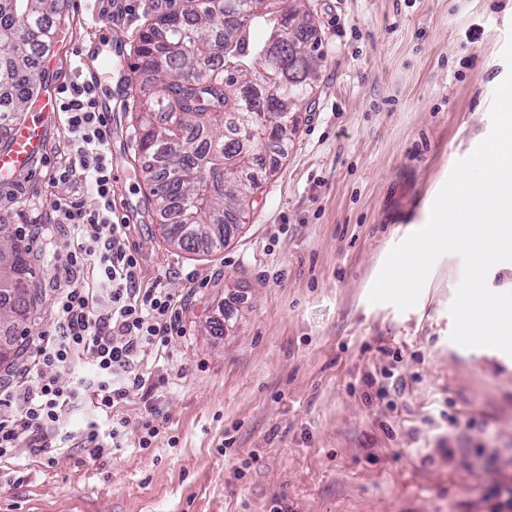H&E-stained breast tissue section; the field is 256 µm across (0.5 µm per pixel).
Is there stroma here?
<instances>
[{
  "instance_id": "35a3bbf8",
  "label": "stroma",
  "mask_w": 512,
  "mask_h": 512,
  "mask_svg": "<svg viewBox=\"0 0 512 512\" xmlns=\"http://www.w3.org/2000/svg\"><path fill=\"white\" fill-rule=\"evenodd\" d=\"M321 67L287 155L223 251L163 238L147 202L132 112L109 157L132 175L128 237L141 285L183 309L184 335L146 351L154 387L115 404L117 448L77 442L0 458V512H489L512 486V355L449 338L459 256L435 264L406 311L368 300L391 249L428 221L457 160L491 132L512 0H306ZM141 0H101L98 24L133 56ZM90 21L66 5L41 77L68 83ZM30 172L0 188V222L39 231L75 187L50 179L70 153L62 117ZM43 305L29 350L54 327L48 282L65 251L37 241ZM400 395L378 398L368 378ZM158 426L151 447L144 424Z\"/></svg>"
}]
</instances>
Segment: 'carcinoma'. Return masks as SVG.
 <instances>
[{"label": "carcinoma", "instance_id": "obj_1", "mask_svg": "<svg viewBox=\"0 0 512 512\" xmlns=\"http://www.w3.org/2000/svg\"><path fill=\"white\" fill-rule=\"evenodd\" d=\"M182 9L151 19L135 62L139 95L136 149L153 204L174 212L167 241L191 253L224 247V225L237 224L257 183L269 142L286 151L299 126L298 105L311 91L315 29L301 0L252 11L246 0H182ZM64 0H0L1 132L19 121L42 90L34 70L53 39ZM263 66L262 85L250 77ZM29 249L0 224V366L27 353L25 325L42 304Z\"/></svg>", "mask_w": 512, "mask_h": 512}]
</instances>
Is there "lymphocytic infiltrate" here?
<instances>
[{
  "label": "lymphocytic infiltrate",
  "mask_w": 512,
  "mask_h": 512,
  "mask_svg": "<svg viewBox=\"0 0 512 512\" xmlns=\"http://www.w3.org/2000/svg\"><path fill=\"white\" fill-rule=\"evenodd\" d=\"M58 95L74 155L53 176L66 181L80 173L86 189L83 198L51 205L53 223L73 228L65 243L67 261L53 276L57 325L52 339L33 355L18 389L0 387V457L23 439L37 453L51 447L77 397L59 386L57 375L77 359L91 357L94 406L107 414L115 402L146 388L150 377L141 354L183 333L172 297L157 287H140V255L129 242L127 222L117 220L112 205V164L94 95L72 82L61 85ZM88 232L99 250L85 246ZM118 369L124 372L119 380L113 377Z\"/></svg>",
  "instance_id": "f902f5d3"
}]
</instances>
